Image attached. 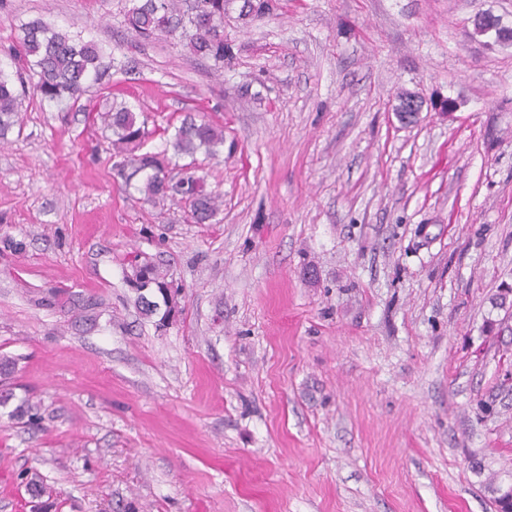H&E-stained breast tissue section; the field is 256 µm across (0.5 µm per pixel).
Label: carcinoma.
Returning a JSON list of instances; mask_svg holds the SVG:
<instances>
[{"label":"carcinoma","mask_w":512,"mask_h":512,"mask_svg":"<svg viewBox=\"0 0 512 512\" xmlns=\"http://www.w3.org/2000/svg\"><path fill=\"white\" fill-rule=\"evenodd\" d=\"M131 7L124 15L128 33L141 40L158 36H174L191 54L213 62L214 69L231 67L233 47L224 44V5L231 0H195L184 7L183 0H129ZM278 8V0H244L239 17L262 19ZM17 45L11 57L16 70L12 74L0 69V135L21 120L23 96L27 86L42 100L52 103L78 104L90 83L101 80L115 66L112 48L85 39L80 33L52 28L39 19L19 26ZM106 127L116 136L113 146L124 155L122 171L126 185L137 182V190L148 201L178 199L188 215L198 224L212 219L218 210L216 198L204 188L205 176L187 167L174 180L167 175L165 158L159 154L138 153L144 128L137 125L135 113L119 104L101 115ZM224 144V132L218 126L202 121L179 127L169 146L176 155H192L203 148L217 155ZM161 273L154 266H143L135 272V286L145 288L158 283Z\"/></svg>","instance_id":"carcinoma-1"}]
</instances>
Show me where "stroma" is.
I'll return each mask as SVG.
<instances>
[{"label": "stroma", "instance_id": "35a3bbf8", "mask_svg": "<svg viewBox=\"0 0 512 512\" xmlns=\"http://www.w3.org/2000/svg\"><path fill=\"white\" fill-rule=\"evenodd\" d=\"M127 0H0V68L40 18L112 46L0 141V512H496L512 481V0H279L223 76ZM425 106L401 122L396 94ZM160 153L192 117L222 205L126 188L97 111ZM453 100L441 113L431 104ZM171 281L143 315L129 282ZM36 413L28 420L25 409ZM44 488L33 497L28 481ZM474 29L481 35L493 36L499 42H511V29L489 13H480L473 20Z\"/></svg>", "mask_w": 512, "mask_h": 512}]
</instances>
